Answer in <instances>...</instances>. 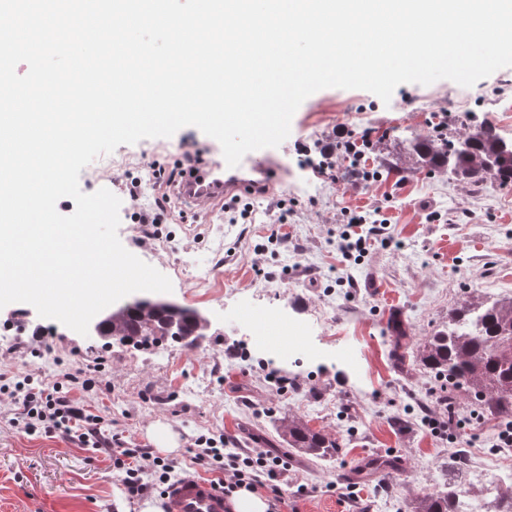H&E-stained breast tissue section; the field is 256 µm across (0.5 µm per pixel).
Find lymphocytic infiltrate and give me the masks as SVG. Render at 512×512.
<instances>
[{"instance_id": "obj_1", "label": "lymphocytic infiltrate", "mask_w": 512, "mask_h": 512, "mask_svg": "<svg viewBox=\"0 0 512 512\" xmlns=\"http://www.w3.org/2000/svg\"><path fill=\"white\" fill-rule=\"evenodd\" d=\"M89 388V380H78L71 372H62L53 385L46 386L26 376L13 384L11 395L19 412L14 425L28 432L57 429L91 448L111 456L113 468L120 472L130 497H139L180 480L175 461L156 455L149 448H124L119 438L107 437L98 417L87 414L71 392L75 386ZM192 462L204 471L217 474L216 485L225 499H232L239 488L263 489L272 503V512L288 505V492L280 476L288 467L279 456L266 452H237L217 447L206 439L204 447L193 449Z\"/></svg>"}]
</instances>
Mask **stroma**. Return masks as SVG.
<instances>
[{"label": "stroma", "mask_w": 512, "mask_h": 512, "mask_svg": "<svg viewBox=\"0 0 512 512\" xmlns=\"http://www.w3.org/2000/svg\"><path fill=\"white\" fill-rule=\"evenodd\" d=\"M512 67L473 86L442 79L404 83L390 102L359 89L327 88L295 112L277 147L281 179L271 193L249 197L251 213L228 223L222 202L191 209L170 198L166 224L153 239L122 218V245L165 274L167 301L196 310L211 327L196 346L164 338L136 349L96 332L81 336L40 317L26 303L0 309V381L32 374L53 384L59 372L92 383L75 391L105 429L131 448L156 445L155 425L176 435L169 457L190 464L198 436L224 437L231 447L285 457L281 477L305 492L288 512H410L419 496L445 482L489 486L502 422L471 416L459 396L448 429L426 420L439 378L407 359L397 370L390 324L400 320L409 346L448 323L449 309L473 296L512 297V185H472L447 171L398 180L393 166L408 159L415 138L436 133L443 118L453 134L494 126L512 142ZM363 141L359 177L301 168L305 153ZM217 160L215 139L186 126L169 138L119 146L80 172L85 193L118 192L137 184L141 207H154L160 189L150 165L172 170L188 159ZM381 220L360 260H343L339 234L349 214ZM293 323L274 352L245 347L247 313ZM287 378L277 393L267 368ZM16 406L0 394V512H144L158 496L129 500L108 455L72 443L60 432L27 433L12 423ZM293 416L336 439V456L316 458L289 449L278 427ZM460 450L462 470L448 457Z\"/></svg>", "instance_id": "stroma-1"}]
</instances>
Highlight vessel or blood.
<instances>
[{
    "instance_id": "vessel-or-blood-1",
    "label": "vessel or blood",
    "mask_w": 512,
    "mask_h": 512,
    "mask_svg": "<svg viewBox=\"0 0 512 512\" xmlns=\"http://www.w3.org/2000/svg\"><path fill=\"white\" fill-rule=\"evenodd\" d=\"M277 169L269 149L248 153L234 168L217 161L208 169L185 176L177 188L188 205L205 207L218 199L265 193ZM165 512H229L230 501L209 482L185 477L170 486L162 500Z\"/></svg>"
}]
</instances>
